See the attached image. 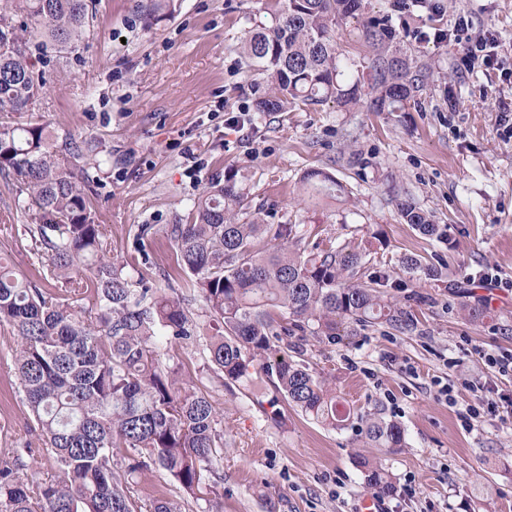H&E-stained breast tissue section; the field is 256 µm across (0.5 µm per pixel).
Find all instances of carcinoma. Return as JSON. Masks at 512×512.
Wrapping results in <instances>:
<instances>
[{
    "label": "carcinoma",
    "mask_w": 512,
    "mask_h": 512,
    "mask_svg": "<svg viewBox=\"0 0 512 512\" xmlns=\"http://www.w3.org/2000/svg\"><path fill=\"white\" fill-rule=\"evenodd\" d=\"M361 0H283L268 27L249 31L241 49L275 85L258 111L285 112L292 104L356 101L344 88L333 39L337 19H359ZM21 13L44 27L38 46L59 49L82 38L87 0H23ZM27 23L0 10V112H32L45 84ZM364 38L381 49L373 60L374 106L404 112L419 91L418 74L396 41L389 16L363 22ZM62 145H57V142ZM99 154L92 140L63 139L48 123L0 121V174L23 197L31 223L24 228L44 280L68 285L54 297L46 286L0 260V323L17 336L15 373L42 443L58 473L29 482L28 459L18 454L0 467V512H140L130 486L152 467L164 470L179 496L158 500L153 512H183L187 499L211 502L207 480L224 448V429L212 397L180 383L163 360L164 345L193 344L198 323L184 300L149 284L144 250L108 257L106 225L96 221L94 180L74 162ZM303 186L316 199H336L343 186L312 170ZM242 194L217 178L194 202L189 222L168 232L176 249L177 281L201 298L215 333L203 349L209 381L270 383L305 416L331 429L354 421L371 448L403 447L404 430L377 412L356 416L324 373L309 366L301 341H334L351 326H386L400 333L419 327L414 307L390 293L402 284L368 273L367 252L328 237L308 245L300 224L239 219ZM404 221L441 240L446 227L413 202L399 203ZM408 273L437 276L436 265L405 257ZM380 493L393 490L374 459L357 460Z\"/></svg>",
    "instance_id": "1"
}]
</instances>
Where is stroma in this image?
<instances>
[{
  "instance_id": "1",
  "label": "stroma",
  "mask_w": 512,
  "mask_h": 512,
  "mask_svg": "<svg viewBox=\"0 0 512 512\" xmlns=\"http://www.w3.org/2000/svg\"><path fill=\"white\" fill-rule=\"evenodd\" d=\"M438 10L414 6L396 14L393 0H362L364 13L389 12L400 42L421 66L423 87L404 112L371 105L377 51L355 23L335 27L336 48L358 81L353 105H296L258 111L272 92L243 56L254 25L271 24L278 0H171L165 15L146 20L150 0H89L85 39L66 54H51L47 86L34 111L10 121H47L61 134L98 142L104 165L78 160L95 181V205L115 258L142 247L161 275L175 268V246L165 234L186 223L194 200L217 177L243 195L240 217L265 224H303L337 241H381L369 267L402 283L397 299L423 296L417 332L372 328L336 341L308 337L305 359L325 373L351 410L384 409L405 431L406 446L391 453L365 445L354 430H331L278 400L258 404L241 384L219 387L203 371L198 347L169 346L166 363L180 380L208 392L223 413V459L212 502L215 512H354L371 494L356 454L375 458L392 475L386 512H512V419L487 417L465 430L460 412L471 404L470 382L512 393V378L466 356L479 348L512 351V289L474 287L469 276L487 272L512 280V140L500 136L501 101L512 84L498 69L464 70L457 50L422 41L419 30H452L468 14L475 30H491L500 56L512 67V0H437ZM245 115L243 127L226 118ZM202 160L188 173L184 149ZM329 172L345 187L344 201L311 205L303 174ZM412 200L447 239L419 234L399 212ZM0 256L32 280L43 272L32 243L19 229L30 218L15 187L0 175ZM156 234L135 238L137 227ZM439 263L448 276L435 281L405 273L404 257ZM479 301L490 319L470 320L461 302ZM17 338L0 325V461L6 450L32 447L35 479L54 475L56 461L39 440L14 370ZM464 364L449 370V358ZM453 403L439 400L441 383ZM280 421H273L272 412Z\"/></svg>"
}]
</instances>
